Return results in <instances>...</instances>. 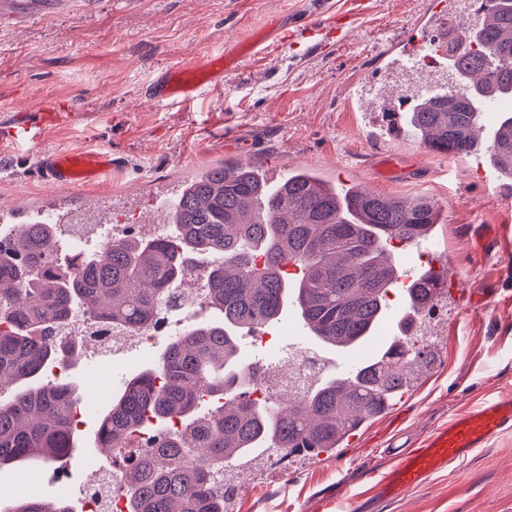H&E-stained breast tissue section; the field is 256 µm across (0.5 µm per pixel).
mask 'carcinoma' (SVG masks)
<instances>
[{
    "mask_svg": "<svg viewBox=\"0 0 512 512\" xmlns=\"http://www.w3.org/2000/svg\"><path fill=\"white\" fill-rule=\"evenodd\" d=\"M482 9L460 34L466 50L448 55L442 99H418L407 110L423 143L454 156L479 149L475 128L488 99H512V0H485ZM485 153L512 179V111L501 113ZM438 220L427 198L341 189L308 169L272 186L250 166L226 163L173 198L164 235L83 248L68 244L61 222L0 227V473L30 476L65 463L79 438L83 396L50 374L74 368L83 342L50 331L90 315L135 336L155 324L185 268L198 264L204 304L219 317L183 330L122 382L99 415L93 447L118 452L136 434H151L148 453H126L127 512H229L232 472H248L261 451L335 450L405 394L407 368L424 361L406 336L349 372L314 376L301 397L252 399L259 368L240 357V336L290 314L322 349L343 354L371 337L393 291L416 313L436 306L430 272L404 287L396 268L400 246ZM0 512L78 507L64 494L48 504L21 491Z\"/></svg>",
    "mask_w": 512,
    "mask_h": 512,
    "instance_id": "1",
    "label": "carcinoma"
}]
</instances>
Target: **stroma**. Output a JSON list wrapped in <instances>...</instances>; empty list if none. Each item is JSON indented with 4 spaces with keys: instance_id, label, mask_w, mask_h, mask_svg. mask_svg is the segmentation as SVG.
Returning a JSON list of instances; mask_svg holds the SVG:
<instances>
[{
    "instance_id": "1",
    "label": "stroma",
    "mask_w": 512,
    "mask_h": 512,
    "mask_svg": "<svg viewBox=\"0 0 512 512\" xmlns=\"http://www.w3.org/2000/svg\"><path fill=\"white\" fill-rule=\"evenodd\" d=\"M447 12L448 0H49L38 17L9 2L0 7V127L37 123L42 101L59 113L36 140L0 144V212L16 213L17 223L52 207L92 224L121 214L157 224L159 194L227 160L268 174L307 167L339 186L424 197L440 210L433 249L411 261L420 272L426 259L451 260L468 294L439 299L430 368L393 414L377 416L342 448L292 454L283 467L264 461L237 485L235 512H318L322 499L359 493L389 444L420 442L472 405L512 394V205L483 182V160L390 138L365 117L370 100L358 98L385 80L405 38L433 40L426 20ZM316 13L341 21L324 46L273 47L187 105H161L146 92L162 68L187 56ZM86 148L111 150L124 164L77 193L37 176L40 153ZM158 355L136 349L113 362L84 349L76 383L101 393L81 434L90 460L100 458L91 446L96 416L117 391L114 373L141 370ZM364 509L512 512V429L404 497Z\"/></svg>"
}]
</instances>
